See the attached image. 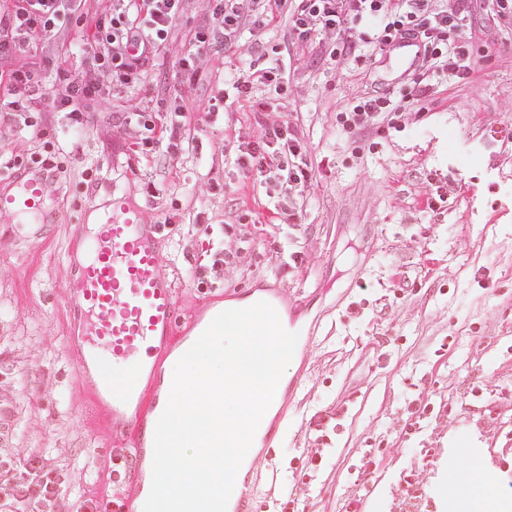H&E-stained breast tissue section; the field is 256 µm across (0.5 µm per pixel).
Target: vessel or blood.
I'll return each mask as SVG.
<instances>
[{"label": "vessel or blood", "mask_w": 512, "mask_h": 512, "mask_svg": "<svg viewBox=\"0 0 512 512\" xmlns=\"http://www.w3.org/2000/svg\"><path fill=\"white\" fill-rule=\"evenodd\" d=\"M421 53L413 40L390 50L400 78L411 74ZM51 178L32 167L14 173L0 189V216L44 215ZM162 233V225L149 218L145 207L112 191L108 211L93 233L80 239L85 261L69 275L64 289V303L75 320L66 344L94 391L82 415L92 422L105 412L112 417V480L124 489L115 512H142L150 493L145 461L153 455L155 427L170 387L160 384L149 395L140 385L158 381L163 358L184 342L177 290L160 246ZM302 382L299 374L281 381L271 403L276 419L242 462L227 512H254L255 488L275 467L274 444L285 432L281 421ZM17 418L14 395L0 392V446L13 447Z\"/></svg>", "instance_id": "1"}]
</instances>
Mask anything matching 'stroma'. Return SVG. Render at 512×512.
I'll return each mask as SVG.
<instances>
[{"label":"stroma","instance_id":"stroma-1","mask_svg":"<svg viewBox=\"0 0 512 512\" xmlns=\"http://www.w3.org/2000/svg\"><path fill=\"white\" fill-rule=\"evenodd\" d=\"M202 10L196 0L192 12L179 20L175 39L149 63L143 96L165 107L178 96L201 102L225 71L238 68L236 56L221 50L213 55L212 71L193 77L181 71L179 61L191 48L187 33ZM490 55L480 61L473 88H447L419 128L384 134L364 154L356 153L352 139L336 133V106L345 87L326 72L319 50L292 49L284 58L290 79L304 84L297 110L307 130L306 161L314 180L301 232L317 240V252L295 269L268 268V258L284 240L270 222L271 199L254 189L249 203L256 215L258 276L300 292L308 302L306 321L321 322L313 357L304 367L305 385L275 450L279 488L316 501L319 512H341L355 493L353 471L361 448L392 445L386 420L408 402L411 383L447 404L460 420L426 490L433 512H448V465L472 448L482 452L486 493L508 488L512 122L495 121L494 114L500 101L512 96V31ZM24 59L40 70L47 86L60 71L76 74L86 65L79 55L50 57L37 41L26 48ZM186 124L192 138L180 155L160 152L141 159L131 153L122 164L101 149L92 131L76 134L62 123L48 127L47 138L73 173L68 190L46 201L55 220L53 235L34 241L0 223V366L11 373L19 446L43 449L65 475L64 512H75L91 495L103 501L112 497L108 430L101 423L82 422L79 411L90 391L64 347L73 321L60 294L71 260L83 256L81 248L69 246L83 206L105 209L110 189H127L151 219L164 224L162 249L181 315L191 316L224 295L222 284L202 287L193 276L201 239L176 255V229L218 222L236 210L234 185L240 176L222 158V120L205 122L190 114ZM430 173L458 186L446 216L438 219L412 202ZM207 180L226 181L231 188L196 202L194 186ZM409 238L421 242L422 252L402 250ZM397 283L408 291L414 318H402L394 307L379 311L374 306ZM485 378L493 380V387L478 388ZM329 404L341 407L345 418L325 464L326 477L305 486L293 478L288 463L298 456L315 410ZM484 412L498 427L488 438L469 424L473 414ZM425 453L416 437L402 453L385 458L367 485L364 512H385L396 482Z\"/></svg>","mask_w":512,"mask_h":512}]
</instances>
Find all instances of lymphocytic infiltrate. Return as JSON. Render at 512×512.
Masks as SVG:
<instances>
[{
    "label": "lymphocytic infiltrate",
    "instance_id": "f902f5d3",
    "mask_svg": "<svg viewBox=\"0 0 512 512\" xmlns=\"http://www.w3.org/2000/svg\"><path fill=\"white\" fill-rule=\"evenodd\" d=\"M191 0H108L107 6L90 0H0V61L11 95L8 111L0 113V134L28 131L31 144L22 152H0V168L46 166L55 174L53 189L67 188L71 172L59 162L56 146L44 139L45 127L65 117L76 131L93 130L102 149H129L142 157L165 148L183 151L187 130L175 112H158L132 94L146 83L147 65L167 47L175 22ZM493 21L471 28L473 0H207L204 21L195 27L193 47L180 60L182 70L197 73L211 66V50L233 52L241 72L229 80L239 98L249 103L254 122L234 128L224 142L233 163L253 178L273 199L272 221L279 230L295 233L310 195L313 176L305 156L308 142L296 104L302 86L288 80L280 66L266 65L269 55L289 47L317 45L328 71L337 82L353 77L358 64L386 54L406 37L419 38L424 54L409 79L389 94L350 88L336 114L338 132L357 137L363 152L371 151L385 131L419 125L434 88L450 83L471 87L479 59L474 45L489 48L512 29V0H487ZM81 25L80 45L87 55L77 75L60 72L49 93H42L37 73L19 59L35 36L57 51V36L67 17ZM285 17L277 44L264 35L278 17ZM130 100L134 110L121 121L93 122L85 107L90 101ZM250 213L229 214L224 223L202 225L208 244L195 268L198 282L231 285L254 272ZM340 419L334 409H321L298 459V479L309 484L321 472L336 436ZM458 426L445 408L430 415L419 410L391 414L388 430L399 439L422 436L427 447H441ZM434 477L431 462L408 470L392 492L387 512H406L411 502L423 501ZM62 473L39 448L0 449V512H60Z\"/></svg>",
    "mask_w": 512,
    "mask_h": 512
}]
</instances>
